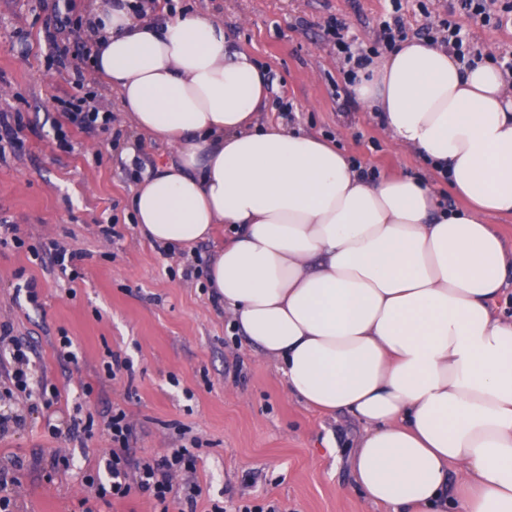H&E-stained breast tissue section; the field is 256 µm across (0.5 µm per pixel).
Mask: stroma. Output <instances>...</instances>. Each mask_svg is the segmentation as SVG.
<instances>
[{
    "label": "stroma",
    "mask_w": 512,
    "mask_h": 512,
    "mask_svg": "<svg viewBox=\"0 0 512 512\" xmlns=\"http://www.w3.org/2000/svg\"><path fill=\"white\" fill-rule=\"evenodd\" d=\"M386 0H173L172 10L208 15L224 25L229 45L265 69L267 105L261 120L318 135L380 174H410L435 183L441 199L464 201L413 151L399 146L375 113L356 104L342 63L323 38L328 22L344 24L365 44L378 35ZM50 0H0V113H22V146L0 160V221L15 224L29 243L56 240L83 252L80 278L68 281L25 250L0 247V323L33 350V369L58 388V405L16 393L0 401L9 417L0 435V474L11 482L14 512H160L148 494L109 504L92 497L83 475L97 474L111 448L100 423L124 409L133 428L132 459L161 458L177 428L201 439L194 449L202 488L196 512L220 505L275 501L283 512H388L363 504L350 464L362 425L323 414L288 391L277 365L246 344L215 303L201 276L185 277L179 253L142 239L129 198L136 185L123 166L114 135L137 138L140 167L174 160L175 148L134 134L111 87L88 74L96 103L111 112L112 129L75 134L73 151L58 149L53 127L63 116L55 98L70 95L67 71L48 68L44 30ZM481 53H512V25L490 29L480 18L460 19ZM116 235L105 238L104 223ZM36 279L38 301L24 288ZM73 342L70 354L60 336ZM131 370L109 377L108 354ZM92 414L91 434L51 436L48 423L75 409Z\"/></svg>",
    "instance_id": "obj_1"
}]
</instances>
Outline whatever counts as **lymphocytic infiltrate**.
Wrapping results in <instances>:
<instances>
[{"label": "lymphocytic infiltrate", "mask_w": 512, "mask_h": 512, "mask_svg": "<svg viewBox=\"0 0 512 512\" xmlns=\"http://www.w3.org/2000/svg\"><path fill=\"white\" fill-rule=\"evenodd\" d=\"M487 0H451L448 6L450 17L442 21L439 27L426 24L421 28L422 34H434L436 42L448 47L457 60L471 67L481 62L482 54L473 52L468 33L454 19L455 14H479L486 26L502 27L503 18L488 15ZM401 0H389V7L379 22V36L370 46L349 40L342 24L330 26L327 33L338 55L346 65L345 78L354 82L361 69L372 56L392 49L397 42L406 40L407 31L401 13ZM56 23L46 29L45 40L51 49V55L62 69L68 71L73 89L61 105L67 119L66 125L56 126L54 138L61 148L72 149L71 130L85 134L110 130L113 116L111 112L101 111L94 103L96 95L87 88L85 65L92 57V49L87 43H80L74 55L60 51L59 43L64 36L79 33L83 27L81 16L76 13L75 0H54ZM8 351L13 363L11 381L21 392L27 391L31 380L32 358L30 351L17 336L11 325L0 324V351ZM106 429L112 440V451L106 463L111 476V496L113 500L123 501L141 491L150 493L163 512H168L170 505L180 502L192 506L201 494V487L195 479H188L187 496H180L175 490L172 476L175 471L183 469L194 472V459L187 445H179L170 455L159 460H130L128 448L132 437V427L124 410L117 409L108 414Z\"/></svg>", "instance_id": "lymphocytic-infiltrate-1"}]
</instances>
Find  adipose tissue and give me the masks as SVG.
<instances>
[{
	"instance_id": "1",
	"label": "adipose tissue",
	"mask_w": 512,
	"mask_h": 512,
	"mask_svg": "<svg viewBox=\"0 0 512 512\" xmlns=\"http://www.w3.org/2000/svg\"><path fill=\"white\" fill-rule=\"evenodd\" d=\"M89 14L98 74L137 131L178 148L132 196L140 232L183 247L231 225L208 283L290 394L364 425L352 459L364 503L512 512V318L492 307L512 255L483 221L512 214L501 71L413 38L349 87L469 203L448 211L421 180L367 177L320 137L258 127L266 76L219 21L159 27L120 0H91Z\"/></svg>"
}]
</instances>
